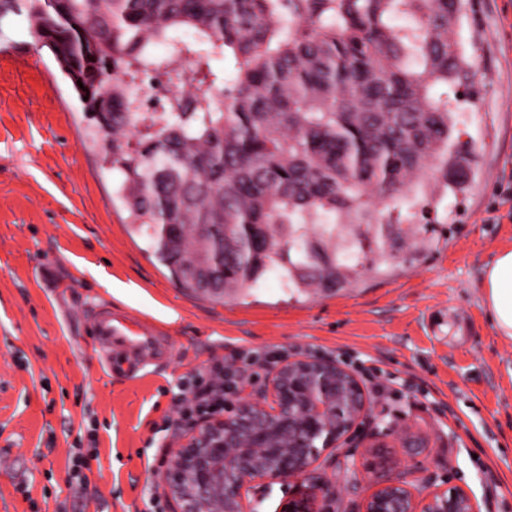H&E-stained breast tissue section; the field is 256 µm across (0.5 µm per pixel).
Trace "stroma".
Masks as SVG:
<instances>
[{
	"label": "stroma",
	"instance_id": "stroma-1",
	"mask_svg": "<svg viewBox=\"0 0 512 512\" xmlns=\"http://www.w3.org/2000/svg\"><path fill=\"white\" fill-rule=\"evenodd\" d=\"M457 33L471 67L436 92L469 112L476 151L469 190L416 218L433 249L331 296L292 299L271 278L218 303L146 252L53 54L0 17V512H168L154 472L188 432L176 419L193 376L237 369L232 402L257 394L267 359L305 354L351 370L367 412L309 477L256 484L252 512H361L384 481L419 478L512 512V339L483 288L512 248V202L489 208L512 183V0H467ZM102 300L168 331L170 358L107 373L86 315Z\"/></svg>",
	"mask_w": 512,
	"mask_h": 512
}]
</instances>
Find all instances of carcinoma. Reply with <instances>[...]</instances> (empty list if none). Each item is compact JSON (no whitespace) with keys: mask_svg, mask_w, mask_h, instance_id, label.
<instances>
[{"mask_svg":"<svg viewBox=\"0 0 512 512\" xmlns=\"http://www.w3.org/2000/svg\"><path fill=\"white\" fill-rule=\"evenodd\" d=\"M461 0H0L85 111L146 251L213 301L275 274L334 294L405 259L413 185L468 187L469 143L435 95L469 67ZM408 21L406 25L396 23ZM190 29L193 39L180 31ZM167 48L165 61L153 49ZM232 55V79L211 60ZM193 61L202 97L145 112L140 68Z\"/></svg>","mask_w":512,"mask_h":512,"instance_id":"1","label":"carcinoma"}]
</instances>
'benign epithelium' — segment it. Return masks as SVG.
<instances>
[{
    "mask_svg": "<svg viewBox=\"0 0 512 512\" xmlns=\"http://www.w3.org/2000/svg\"><path fill=\"white\" fill-rule=\"evenodd\" d=\"M364 390L347 368L328 357L301 356L278 364L256 397L222 416L190 427L157 474L169 512H251L258 480L304 475L319 454L338 448L366 411ZM317 436L321 446L310 448ZM364 512H480L463 490H432L390 480L373 491Z\"/></svg>",
    "mask_w": 512,
    "mask_h": 512,
    "instance_id": "7a95c632",
    "label": "benign epithelium"
}]
</instances>
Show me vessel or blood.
Here are the masks:
<instances>
[{"instance_id":"b4317fda","label":"vessel or blood","mask_w":512,"mask_h":512,"mask_svg":"<svg viewBox=\"0 0 512 512\" xmlns=\"http://www.w3.org/2000/svg\"><path fill=\"white\" fill-rule=\"evenodd\" d=\"M92 333L102 346L107 370H124L130 357L145 363L162 360L171 352L167 336L155 326L113 314L111 304L98 303L90 314Z\"/></svg>"}]
</instances>
